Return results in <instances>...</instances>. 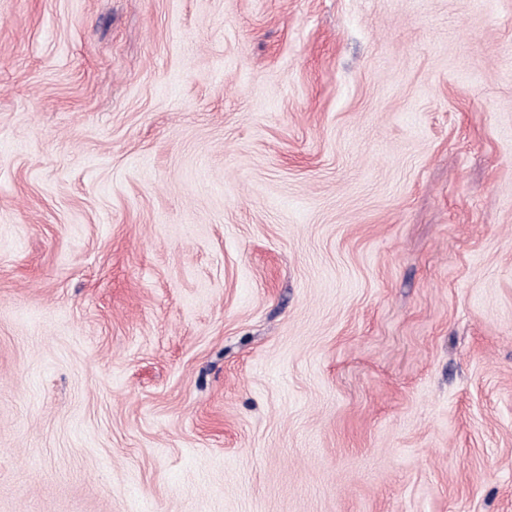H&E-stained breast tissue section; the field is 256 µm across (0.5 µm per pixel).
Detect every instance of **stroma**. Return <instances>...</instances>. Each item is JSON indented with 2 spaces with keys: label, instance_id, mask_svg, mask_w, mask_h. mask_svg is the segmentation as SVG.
<instances>
[{
  "label": "stroma",
  "instance_id": "obj_1",
  "mask_svg": "<svg viewBox=\"0 0 512 512\" xmlns=\"http://www.w3.org/2000/svg\"><path fill=\"white\" fill-rule=\"evenodd\" d=\"M0 512H512V0H0Z\"/></svg>",
  "mask_w": 512,
  "mask_h": 512
}]
</instances>
